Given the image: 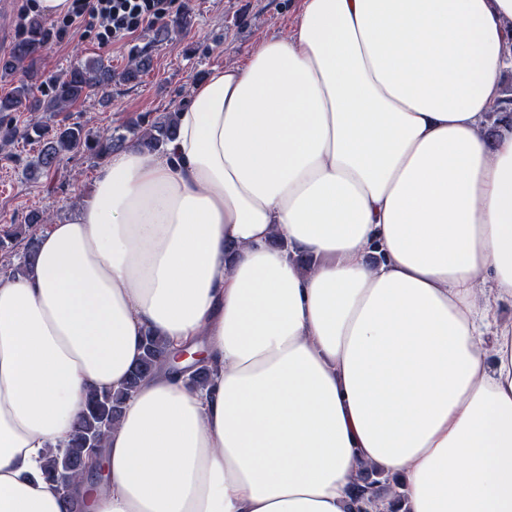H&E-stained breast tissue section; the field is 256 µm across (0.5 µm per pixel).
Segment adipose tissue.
<instances>
[{
  "label": "adipose tissue",
  "instance_id": "adipose-tissue-1",
  "mask_svg": "<svg viewBox=\"0 0 512 512\" xmlns=\"http://www.w3.org/2000/svg\"><path fill=\"white\" fill-rule=\"evenodd\" d=\"M511 58L512 0H303L112 152L0 278V512H346L364 464L403 512H512ZM147 332L217 374L142 381L63 493ZM143 355L130 371L122 390L115 393L92 392L87 398L85 409L75 422L74 433L64 450L51 452L44 465L47 477L57 479L65 471L80 473L84 469L88 449L92 445L95 474L102 472L101 457L103 440L108 430L121 416L126 399L137 389L142 380L160 369L169 359V348L161 338L147 334L144 337ZM73 475L65 472L61 484L71 486Z\"/></svg>",
  "mask_w": 512,
  "mask_h": 512
}]
</instances>
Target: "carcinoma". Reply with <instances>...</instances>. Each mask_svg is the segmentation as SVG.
Returning a JSON list of instances; mask_svg holds the SVG:
<instances>
[{
  "label": "carcinoma",
  "mask_w": 512,
  "mask_h": 512,
  "mask_svg": "<svg viewBox=\"0 0 512 512\" xmlns=\"http://www.w3.org/2000/svg\"><path fill=\"white\" fill-rule=\"evenodd\" d=\"M48 43V32L42 21L31 17L22 36L17 41L12 57L0 66V73L12 75L23 72L11 91L0 97V112H64L76 106L90 89L106 91L112 84V68L102 59L91 58L79 62L59 73L52 83V94L46 98H37L33 92L35 72L33 66L42 55ZM176 112H162L142 130L132 127L133 136L139 144L159 150L171 142L177 134ZM32 129L46 139L34 161L29 165L30 174L38 178L50 170L60 159L72 152L85 149L95 158L103 160L125 141V136L112 137L99 135L92 139L85 134L80 125L58 128L52 136H46L41 122L32 123ZM42 218L35 214L30 223L7 230L0 236V250L13 252L15 246H22L19 262H9L0 268V272L9 278H17L26 273L37 256L39 238L37 227ZM169 348L161 338L148 334L144 337L143 355L130 371L122 390L115 393L92 392L87 398L85 409L75 422L74 433L64 450L48 455L44 473L49 478H57L70 470L79 473L84 469L88 448L103 447L108 430L121 416L126 399L137 389L142 380L160 369L168 362ZM402 502L399 483L388 478L372 467L361 468L354 479L351 499L347 512H375L384 507L387 512H400Z\"/></svg>",
  "instance_id": "obj_1"
}]
</instances>
